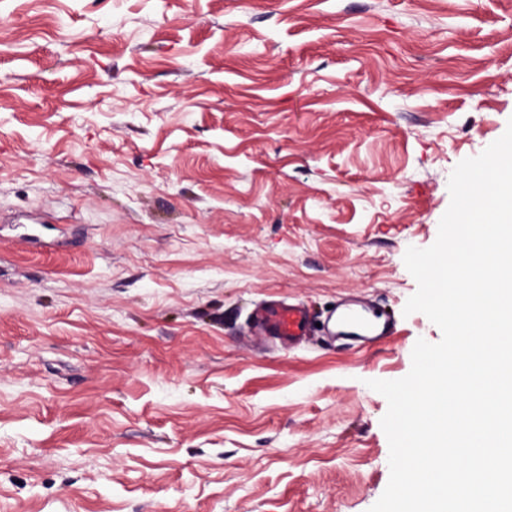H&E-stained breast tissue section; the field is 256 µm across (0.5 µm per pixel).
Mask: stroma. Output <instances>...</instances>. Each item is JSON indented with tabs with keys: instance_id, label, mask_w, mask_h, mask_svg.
<instances>
[{
	"instance_id": "obj_1",
	"label": "stroma",
	"mask_w": 512,
	"mask_h": 512,
	"mask_svg": "<svg viewBox=\"0 0 512 512\" xmlns=\"http://www.w3.org/2000/svg\"><path fill=\"white\" fill-rule=\"evenodd\" d=\"M511 119L512 0H0V512H368L404 254ZM256 324L263 333L278 336L288 344L301 340L308 330L307 313L290 304L264 309ZM352 310L344 309L339 312H333L329 317V323L334 319L336 322L335 334L339 336H350L355 340H377L394 333L395 326L393 322L383 321L370 330L369 334H360L355 331L347 330L356 325V319Z\"/></svg>"
}]
</instances>
